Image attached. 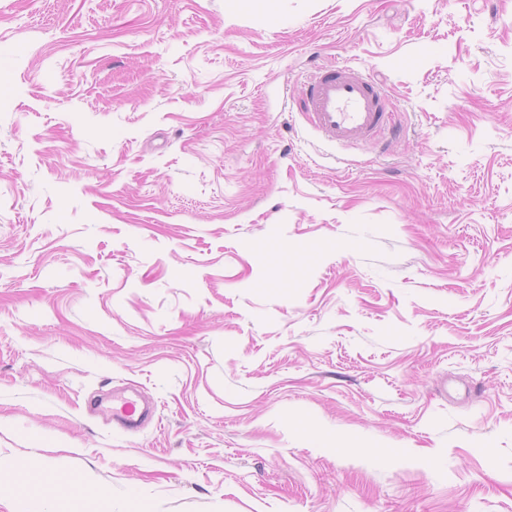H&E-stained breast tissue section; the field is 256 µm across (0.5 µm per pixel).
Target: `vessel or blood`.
Segmentation results:
<instances>
[{
    "mask_svg": "<svg viewBox=\"0 0 512 512\" xmlns=\"http://www.w3.org/2000/svg\"><path fill=\"white\" fill-rule=\"evenodd\" d=\"M300 99V115L329 144L352 146L380 136L389 140L397 133L381 83L362 68L350 64L321 68L306 79ZM147 416L146 407L136 399L112 401V422L120 429H136Z\"/></svg>",
    "mask_w": 512,
    "mask_h": 512,
    "instance_id": "b4317fda",
    "label": "vessel or blood"
}]
</instances>
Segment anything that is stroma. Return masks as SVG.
I'll list each match as a JSON object with an SVG mask.
<instances>
[{"mask_svg":"<svg viewBox=\"0 0 512 512\" xmlns=\"http://www.w3.org/2000/svg\"><path fill=\"white\" fill-rule=\"evenodd\" d=\"M343 61L387 150L290 109ZM0 458L82 480L0 512H512V0H0ZM148 416V410L133 398H112V423L122 430L140 427Z\"/></svg>","mask_w":512,"mask_h":512,"instance_id":"35a3bbf8","label":"stroma"}]
</instances>
